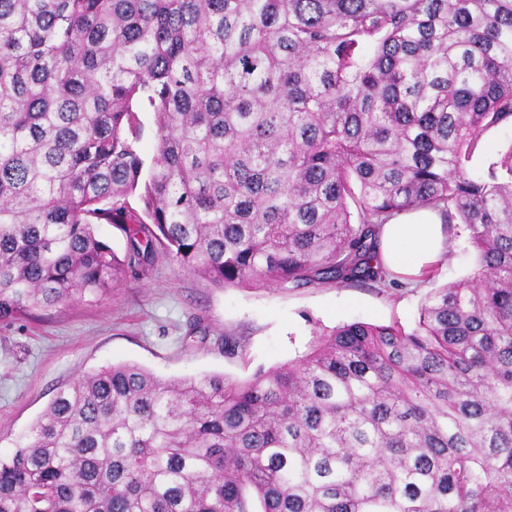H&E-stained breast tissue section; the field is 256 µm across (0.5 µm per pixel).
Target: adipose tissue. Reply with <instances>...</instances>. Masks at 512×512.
<instances>
[{
	"instance_id": "ef3b65f1",
	"label": "adipose tissue",
	"mask_w": 512,
	"mask_h": 512,
	"mask_svg": "<svg viewBox=\"0 0 512 512\" xmlns=\"http://www.w3.org/2000/svg\"><path fill=\"white\" fill-rule=\"evenodd\" d=\"M380 245L391 270L419 275L446 252L443 222L437 212L427 208L398 214L382 226Z\"/></svg>"
}]
</instances>
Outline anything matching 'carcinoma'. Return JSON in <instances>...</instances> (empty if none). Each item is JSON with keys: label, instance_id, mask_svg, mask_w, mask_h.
<instances>
[{"label": "carcinoma", "instance_id": "carcinoma-1", "mask_svg": "<svg viewBox=\"0 0 512 512\" xmlns=\"http://www.w3.org/2000/svg\"><path fill=\"white\" fill-rule=\"evenodd\" d=\"M508 123L512 0H0V322L161 255L394 285L381 225L420 208L478 261L412 331L343 325L244 382L81 376L0 458V512H512V146L469 173ZM512 143V126L487 130L482 136V150L471 161L469 168L475 175L486 173L490 163L497 161Z\"/></svg>", "mask_w": 512, "mask_h": 512}]
</instances>
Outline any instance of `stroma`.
<instances>
[{
  "instance_id": "1",
  "label": "stroma",
  "mask_w": 512,
  "mask_h": 512,
  "mask_svg": "<svg viewBox=\"0 0 512 512\" xmlns=\"http://www.w3.org/2000/svg\"><path fill=\"white\" fill-rule=\"evenodd\" d=\"M444 235L447 252L435 278L413 286L219 289L161 258L148 276H127L105 294L0 322V453L12 452L60 389L112 364L169 379L221 374L243 382L302 358L319 329L353 322L414 328L429 291L475 267L463 225H445ZM228 336L236 343L231 354L224 351Z\"/></svg>"
}]
</instances>
